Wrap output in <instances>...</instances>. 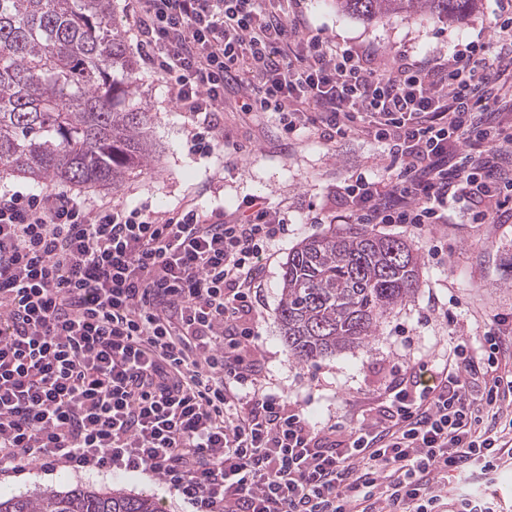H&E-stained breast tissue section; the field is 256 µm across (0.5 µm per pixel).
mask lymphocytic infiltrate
<instances>
[{
    "label": "lymphocytic infiltrate",
    "mask_w": 512,
    "mask_h": 512,
    "mask_svg": "<svg viewBox=\"0 0 512 512\" xmlns=\"http://www.w3.org/2000/svg\"><path fill=\"white\" fill-rule=\"evenodd\" d=\"M146 65L213 149L225 91L285 135H367L385 178L351 171L350 224L512 220V0L452 53L375 58L310 30L303 0H131ZM287 224L262 197L215 218L65 192L0 194V475L146 472L191 512H494L448 478L512 459V340L395 378L383 415L315 429L261 379L254 280Z\"/></svg>",
    "instance_id": "1"
}]
</instances>
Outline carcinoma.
<instances>
[{"label": "carcinoma", "instance_id": "carcinoma-1", "mask_svg": "<svg viewBox=\"0 0 512 512\" xmlns=\"http://www.w3.org/2000/svg\"><path fill=\"white\" fill-rule=\"evenodd\" d=\"M479 0H336L374 21L457 20ZM116 0H0V177L118 189L152 161L151 115ZM421 256L401 238L350 224L288 252L277 319L301 361L364 346L414 297ZM0 512H158L147 496L49 489L0 497Z\"/></svg>", "mask_w": 512, "mask_h": 512}]
</instances>
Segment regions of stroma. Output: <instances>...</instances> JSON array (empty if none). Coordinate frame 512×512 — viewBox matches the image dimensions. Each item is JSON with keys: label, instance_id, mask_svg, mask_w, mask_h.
I'll return each mask as SVG.
<instances>
[{"label": "stroma", "instance_id": "stroma-1", "mask_svg": "<svg viewBox=\"0 0 512 512\" xmlns=\"http://www.w3.org/2000/svg\"><path fill=\"white\" fill-rule=\"evenodd\" d=\"M497 4L482 0L478 11L453 24L403 17L366 22L337 12L334 0H304L303 7L312 30L340 47L367 46L384 57L404 49L419 56L451 52L488 25ZM139 78L142 105L154 120L156 162L119 190L93 188L78 198L88 207L109 201L144 206L159 215L187 203L206 214L230 213L250 196L284 209L288 232L266 250L257 283L259 371L313 426L327 431L373 417L394 370L411 373L424 363L442 365L449 348L458 344L479 349L485 318L512 315V222L420 229L383 224L380 232L411 242L422 257L414 299L395 308L367 346L313 362L298 360L284 343L276 318L288 252L334 222L340 213L336 187L347 171L385 175L383 146L364 137L329 143L307 128L289 138L277 113L227 112L222 140L209 156H199L189 150L195 125L170 105L166 83L144 65ZM76 485L151 495L161 512L184 510L172 489L143 472L78 474L35 468L0 478V495H35L45 488Z\"/></svg>", "mask_w": 512, "mask_h": 512}]
</instances>
